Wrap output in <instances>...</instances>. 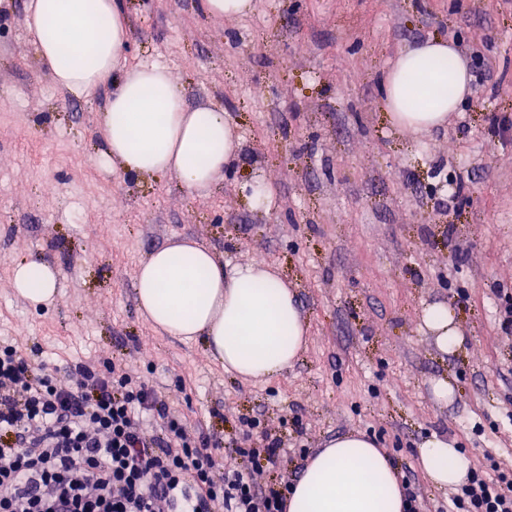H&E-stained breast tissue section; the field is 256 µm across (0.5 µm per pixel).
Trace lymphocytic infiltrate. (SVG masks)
Wrapping results in <instances>:
<instances>
[{
	"instance_id": "obj_1",
	"label": "lymphocytic infiltrate",
	"mask_w": 512,
	"mask_h": 512,
	"mask_svg": "<svg viewBox=\"0 0 512 512\" xmlns=\"http://www.w3.org/2000/svg\"><path fill=\"white\" fill-rule=\"evenodd\" d=\"M37 374L0 339V512H284L288 451L244 421L245 457L279 473L270 484L230 468L210 437L170 416L165 397L122 360ZM449 512H512V472L470 470Z\"/></svg>"
}]
</instances>
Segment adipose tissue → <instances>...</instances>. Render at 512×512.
I'll use <instances>...</instances> for the list:
<instances>
[{
    "label": "adipose tissue",
    "mask_w": 512,
    "mask_h": 512,
    "mask_svg": "<svg viewBox=\"0 0 512 512\" xmlns=\"http://www.w3.org/2000/svg\"><path fill=\"white\" fill-rule=\"evenodd\" d=\"M28 37L56 86L88 99L111 85L104 114L99 165L131 176L174 175L189 197L202 199L235 161L239 137L223 109L189 108L166 67L119 68L130 36L122 0H29ZM448 60L445 87L433 107L410 95L413 78ZM469 68L453 43L430 41L402 51L386 73L381 101L394 127L420 135L447 123L471 94ZM15 295L34 306L58 299L57 270L47 263H17ZM137 308L157 333L203 339L215 361L243 380H272L297 361L307 325L296 293L264 262L226 268L208 247L180 239L152 251L135 277ZM438 347L450 351L462 337L447 305L426 306L421 317ZM418 461L437 487L465 482L467 461L439 437L422 442ZM403 492L386 454L365 435L329 440L294 483L287 512H403Z\"/></svg>",
    "instance_id": "adipose-tissue-1"
}]
</instances>
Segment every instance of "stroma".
Wrapping results in <instances>:
<instances>
[{
  "label": "stroma",
  "instance_id": "1",
  "mask_svg": "<svg viewBox=\"0 0 512 512\" xmlns=\"http://www.w3.org/2000/svg\"><path fill=\"white\" fill-rule=\"evenodd\" d=\"M28 0H0V337L40 365L123 359L163 391L171 413L218 440L231 466L276 475L236 453L259 418L288 448V468L351 431L374 438L429 512L447 503L416 450L431 436L469 466L512 467V0H256L209 19L195 0H126L130 63L168 67L188 105L224 109L240 137L224 182L191 199L177 177L102 169L95 156L111 93L59 89L25 37ZM453 42L474 93L447 125L404 137L380 80L404 49ZM274 188L254 209L248 189ZM178 237L227 267L276 266L308 323L300 360L244 382L201 341L141 319L138 264ZM59 273V298L13 295L15 263ZM445 303L462 342L441 352L421 310ZM455 388L433 395L436 379Z\"/></svg>",
  "mask_w": 512,
  "mask_h": 512
}]
</instances>
